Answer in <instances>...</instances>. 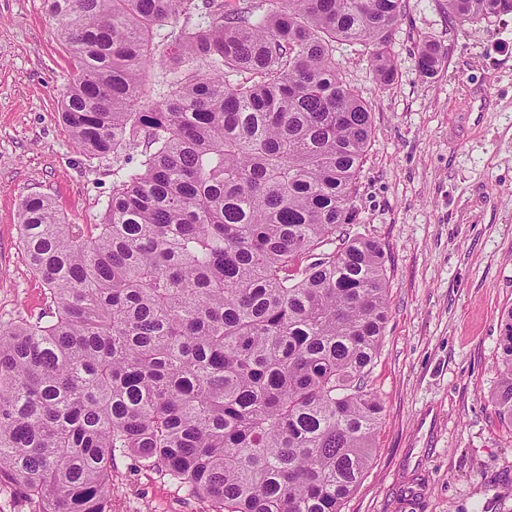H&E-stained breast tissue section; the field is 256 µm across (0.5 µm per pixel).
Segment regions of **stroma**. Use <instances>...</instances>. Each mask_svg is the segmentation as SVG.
<instances>
[{"mask_svg": "<svg viewBox=\"0 0 512 512\" xmlns=\"http://www.w3.org/2000/svg\"><path fill=\"white\" fill-rule=\"evenodd\" d=\"M441 46L438 72L418 66ZM395 82L367 49L340 44L344 79L373 135L351 237L386 251L389 310L365 382L383 414L372 460L343 512H512V427L498 384L500 313L512 305V15L459 23L446 0H407L390 43ZM73 60L43 0H0V322L47 306L20 234L24 197H51L66 223H100L111 159L79 152L60 112ZM112 512H210L128 461ZM444 55L441 49L433 43H425L419 54V67L425 75H433L440 68Z\"/></svg>", "mask_w": 512, "mask_h": 512, "instance_id": "1", "label": "stroma"}]
</instances>
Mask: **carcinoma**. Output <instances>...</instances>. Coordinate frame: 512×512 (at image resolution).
I'll list each match as a JSON object with an SVG mask.
<instances>
[{
    "label": "carcinoma",
    "mask_w": 512,
    "mask_h": 512,
    "mask_svg": "<svg viewBox=\"0 0 512 512\" xmlns=\"http://www.w3.org/2000/svg\"><path fill=\"white\" fill-rule=\"evenodd\" d=\"M478 22L512 0H447ZM44 0L74 59L61 118L112 171L98 224L29 196L21 235L48 310L0 322V484L33 512H112L129 457L215 512H342L382 404L364 384L388 314L358 221L371 111L335 43L383 87L406 0ZM154 73L160 101L143 103ZM441 49H420L422 73ZM334 245L330 251L320 247ZM493 401L512 424V305Z\"/></svg>",
    "instance_id": "obj_1"
}]
</instances>
